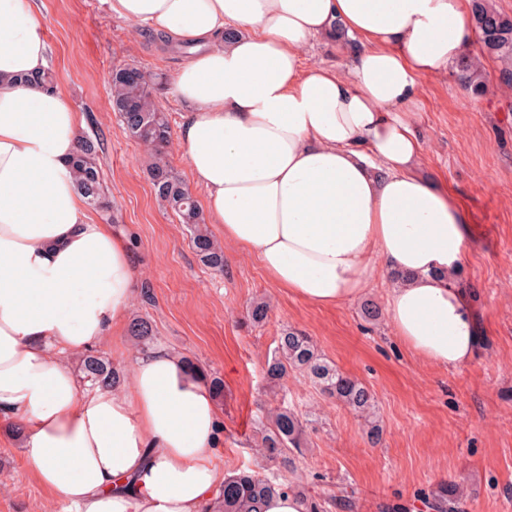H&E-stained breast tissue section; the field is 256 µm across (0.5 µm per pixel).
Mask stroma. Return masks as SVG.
Masks as SVG:
<instances>
[{
    "label": "stroma",
    "mask_w": 512,
    "mask_h": 512,
    "mask_svg": "<svg viewBox=\"0 0 512 512\" xmlns=\"http://www.w3.org/2000/svg\"><path fill=\"white\" fill-rule=\"evenodd\" d=\"M49 47L55 86L81 112L82 135L100 137V166L114 231L133 242L137 296L131 317L148 320L156 343L220 379L224 467L259 476L280 472L262 448L270 409H295L305 443L289 479L321 512H432L431 490L458 488L461 512H512V91L499 61H482L485 91L463 89L455 72L420 80L419 171L448 187L468 213L471 235L457 274L469 288L477 330L472 360L457 369L424 361L395 335L384 308L386 281L334 308L276 287L259 262L232 245L224 269L202 264L185 225L166 212L147 177L149 156L129 140L111 108L110 74L136 66L156 75L158 104L179 125L185 106L173 80L181 52L161 46L146 25L112 17L106 0H32ZM268 315L252 323L253 301ZM311 336L327 361L375 399L379 443L366 422L305 375L270 381L265 366L283 330ZM20 427L0 420V512H72L31 477Z\"/></svg>",
    "instance_id": "35a3bbf8"
}]
</instances>
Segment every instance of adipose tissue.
Instances as JSON below:
<instances>
[{"instance_id": "ef3b65f1", "label": "adipose tissue", "mask_w": 512, "mask_h": 512, "mask_svg": "<svg viewBox=\"0 0 512 512\" xmlns=\"http://www.w3.org/2000/svg\"><path fill=\"white\" fill-rule=\"evenodd\" d=\"M190 57L174 77L179 142L207 223L278 287L318 307L402 274L386 316L425 361L472 359L455 276L468 216L419 176L421 76L470 43V0H108ZM233 38H225V31ZM349 66L302 68L311 39ZM48 46L28 0H0V416L24 428L32 478L76 512H211L227 473L219 409L166 347L119 350L127 386L85 385L72 356L126 325L129 240L91 221L71 162L80 113L38 80Z\"/></svg>"}]
</instances>
